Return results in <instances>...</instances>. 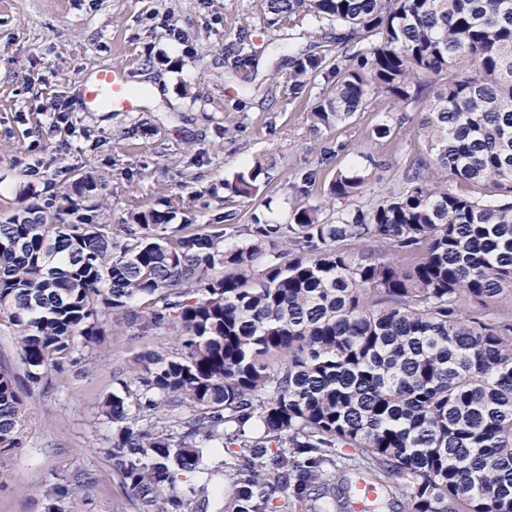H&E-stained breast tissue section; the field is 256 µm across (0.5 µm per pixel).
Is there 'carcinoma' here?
<instances>
[{
  "label": "carcinoma",
  "mask_w": 512,
  "mask_h": 512,
  "mask_svg": "<svg viewBox=\"0 0 512 512\" xmlns=\"http://www.w3.org/2000/svg\"><path fill=\"white\" fill-rule=\"evenodd\" d=\"M267 13L344 28L348 64L314 129L375 92L416 113L425 151L406 187L334 217L254 215L226 249L221 225L157 209L129 212L117 239L104 177L74 171L70 190L0 211V313L27 380L80 365L109 327L177 336L99 406L104 454L143 512H206L179 484L211 448L234 484L228 512H288L336 479L339 448L406 512H512V0H267ZM448 170L497 200L451 190ZM362 183L341 173L330 193ZM49 208L68 219L47 222ZM22 427L1 370L0 454Z\"/></svg>",
  "instance_id": "carcinoma-1"
}]
</instances>
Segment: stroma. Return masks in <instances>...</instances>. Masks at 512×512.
<instances>
[{
	"mask_svg": "<svg viewBox=\"0 0 512 512\" xmlns=\"http://www.w3.org/2000/svg\"><path fill=\"white\" fill-rule=\"evenodd\" d=\"M266 0H0V206H23L35 191L70 185L74 168L106 177L105 216L117 238L132 208L166 209L174 223L220 224L226 246L245 241L237 230L251 215L284 224L295 205L332 215L346 208L329 188L341 173L366 181L365 206L401 189L421 143L401 107L377 95L347 122L314 130L310 111L345 57L322 55L335 30L312 32L265 23ZM318 65L304 83L288 75L308 60ZM112 67L141 88L131 108L81 110L71 87L79 76ZM67 104L68 120L52 126L47 106ZM392 135H373L379 124ZM40 162L34 176L19 165ZM263 169L259 190L232 193L238 173ZM236 224H225L227 213ZM167 333L106 336L84 372L49 373L31 386L13 327L0 314V367L19 380L21 445L0 455V512H140L103 453L112 425L98 405L116 378L138 371L137 358L168 350ZM221 449H213L192 487L206 486L208 512H221L228 487ZM79 499L46 502L43 492L76 477Z\"/></svg>",
	"mask_w": 512,
	"mask_h": 512,
	"instance_id": "35a3bbf8",
	"label": "stroma"
}]
</instances>
